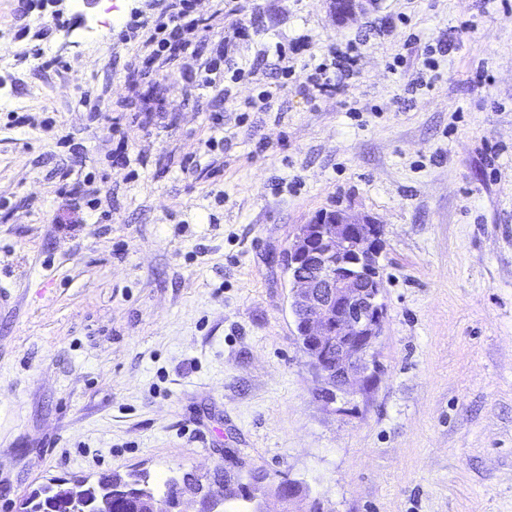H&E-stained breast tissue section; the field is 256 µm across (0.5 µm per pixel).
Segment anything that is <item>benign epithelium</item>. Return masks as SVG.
Instances as JSON below:
<instances>
[{"mask_svg": "<svg viewBox=\"0 0 512 512\" xmlns=\"http://www.w3.org/2000/svg\"><path fill=\"white\" fill-rule=\"evenodd\" d=\"M369 0H329L338 19L363 12ZM382 228L369 215L352 214L342 208L325 209L296 227L284 249V268L291 284L290 309L305 318V348L310 365L331 393L357 384L363 390L378 370L377 344L386 315L380 300L384 288L379 255ZM336 348V365L322 362L321 349ZM235 489L215 495L210 486L185 476L180 495L172 503L161 498L142 473L130 488L112 483V478L81 481L64 488L49 483L22 501L14 512H114L112 500L135 494L148 496L154 512H184V497L195 504L206 501L205 512H224V499Z\"/></svg>", "mask_w": 512, "mask_h": 512, "instance_id": "benign-epithelium-1", "label": "benign epithelium"}]
</instances>
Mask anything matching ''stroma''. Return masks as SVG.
<instances>
[{
  "instance_id": "obj_1",
  "label": "stroma",
  "mask_w": 512,
  "mask_h": 512,
  "mask_svg": "<svg viewBox=\"0 0 512 512\" xmlns=\"http://www.w3.org/2000/svg\"><path fill=\"white\" fill-rule=\"evenodd\" d=\"M143 3L0 0V512L52 479L206 474L231 448L323 512H512V0H374L345 21L324 0H197L225 43L203 90L210 45L131 66L117 35ZM353 39L344 92L307 95L304 62ZM441 40L434 89H412ZM85 91L139 124L128 162ZM336 207L384 229L387 314L374 384L328 403L276 258ZM204 65H201L199 77L196 80V86L203 88H209L215 83V78H212L211 75L217 76L218 73H221V64H224V47L220 48V46L216 49L215 56L207 59Z\"/></svg>"
}]
</instances>
